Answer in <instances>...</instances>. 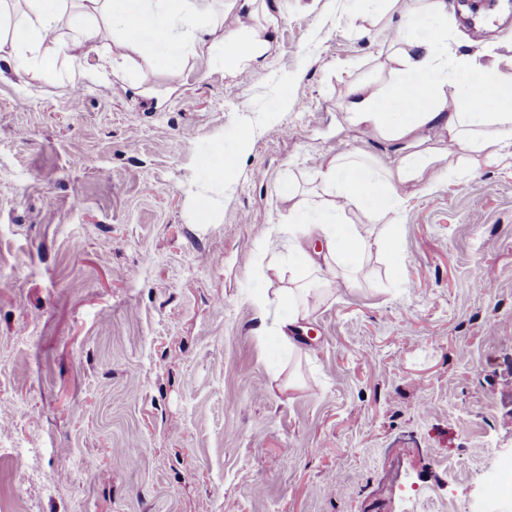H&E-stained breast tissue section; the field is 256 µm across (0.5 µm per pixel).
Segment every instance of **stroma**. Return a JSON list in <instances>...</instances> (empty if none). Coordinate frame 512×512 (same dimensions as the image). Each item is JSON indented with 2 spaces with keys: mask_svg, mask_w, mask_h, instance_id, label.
I'll list each match as a JSON object with an SVG mask.
<instances>
[{
  "mask_svg": "<svg viewBox=\"0 0 512 512\" xmlns=\"http://www.w3.org/2000/svg\"><path fill=\"white\" fill-rule=\"evenodd\" d=\"M447 2L449 49L512 55L511 13L476 39ZM350 3L265 0L243 77L116 36L90 52L107 79L61 55L0 81V512H512L489 495L512 469L511 163L408 186L400 277L371 252L295 349L255 332L253 298L288 285L257 243L326 158L396 154L345 119L395 22Z\"/></svg>",
  "mask_w": 512,
  "mask_h": 512,
  "instance_id": "stroma-1",
  "label": "stroma"
}]
</instances>
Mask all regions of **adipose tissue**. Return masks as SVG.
Instances as JSON below:
<instances>
[{
  "mask_svg": "<svg viewBox=\"0 0 512 512\" xmlns=\"http://www.w3.org/2000/svg\"><path fill=\"white\" fill-rule=\"evenodd\" d=\"M65 2L25 0L23 38L0 36V78L33 67L53 69V58L40 47L56 34ZM360 9L377 15L400 10L402 21L390 32L398 53L385 85L360 81L349 88L346 119L399 143L401 151L387 166L362 151L336 154L316 174L326 195L318 218L296 210L287 236L258 243V252L271 257L270 269L287 274L289 285L254 298L257 331L276 330L285 342L310 316L308 298L323 272L358 273L374 248L385 251L393 272H401L394 241L405 186L460 176L463 161L512 160V56L492 47L474 54L449 50L446 0H361ZM109 33L133 51L152 44L173 62L214 52L225 70L238 76L264 62L271 49L269 38L246 26L217 35L211 0H81L65 45L76 72L86 69L92 44ZM425 129L435 133L432 144L420 136ZM454 147L460 151L456 163L448 159ZM356 211L365 213L366 223L351 221Z\"/></svg>",
  "mask_w": 512,
  "mask_h": 512,
  "instance_id": "obj_1",
  "label": "adipose tissue"
}]
</instances>
